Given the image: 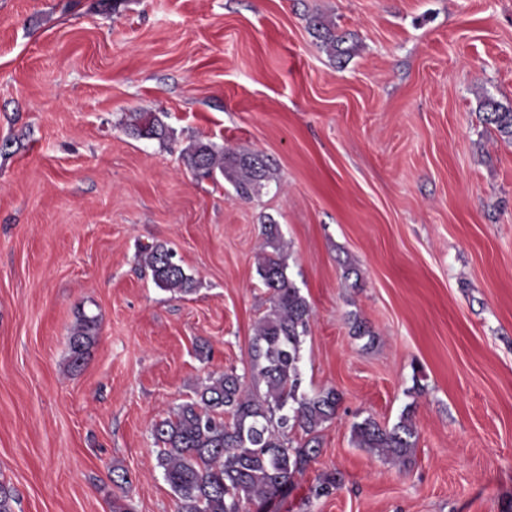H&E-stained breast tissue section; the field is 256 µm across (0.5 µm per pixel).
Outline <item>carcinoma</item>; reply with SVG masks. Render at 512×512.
<instances>
[{
    "label": "carcinoma",
    "mask_w": 512,
    "mask_h": 512,
    "mask_svg": "<svg viewBox=\"0 0 512 512\" xmlns=\"http://www.w3.org/2000/svg\"><path fill=\"white\" fill-rule=\"evenodd\" d=\"M312 22L330 55L338 60L350 56L352 48L343 47L347 36L336 34L319 18ZM479 107L485 122L512 140V108L490 96L483 97ZM127 129L141 139L168 137L164 123L152 112L132 113ZM181 158L198 176L222 175L243 199L251 198L272 178L263 156L219 149L201 140L184 148ZM262 234L267 251L256 273L268 291L270 310L255 327L250 376L233 368L210 375L171 415L152 424L159 447L157 464L178 499V512H243L247 502L264 507L286 496L295 478L319 455V429L336 417L339 395L335 390L310 393L303 387V344L311 307L288 275L278 225H263ZM139 258L158 288L175 295L194 291V278L166 245H147ZM98 326L97 316L77 312L69 338L71 369L84 363ZM296 427L307 439L295 446L290 433ZM352 433L358 447L384 459L407 460L417 441L408 410L390 426L367 416L353 423Z\"/></svg>",
    "instance_id": "cac0c4a2"
}]
</instances>
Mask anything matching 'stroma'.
<instances>
[{
  "mask_svg": "<svg viewBox=\"0 0 512 512\" xmlns=\"http://www.w3.org/2000/svg\"><path fill=\"white\" fill-rule=\"evenodd\" d=\"M315 16L349 34L345 63ZM484 95L512 108V0H0L14 512H177L151 426L208 375L247 371L268 222L312 309L304 386L341 401L292 491L246 512H512V142ZM134 112L169 139L130 135ZM195 140L264 155L272 180L244 200L198 179L180 157ZM152 243L192 293L155 286ZM81 309L99 331L74 371ZM408 406V464L356 447L353 422ZM327 474L337 489L310 497ZM479 107L485 114V122L492 125L502 137L512 140V108L504 107L490 96H484ZM140 261L151 272L154 284L161 290L174 295L190 294L195 289V280L188 275L175 254L162 243L147 245L142 248Z\"/></svg>",
  "mask_w": 512,
  "mask_h": 512,
  "instance_id": "1",
  "label": "stroma"
}]
</instances>
